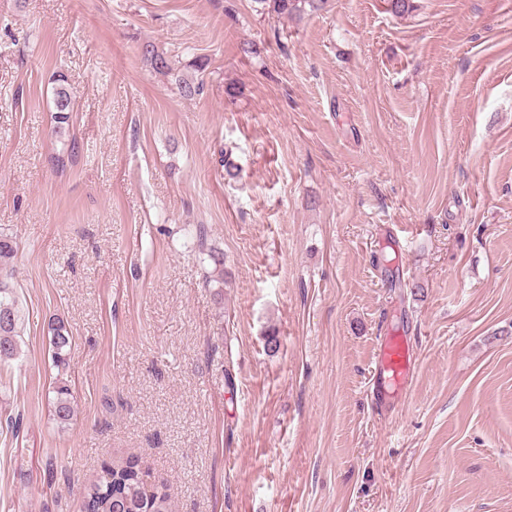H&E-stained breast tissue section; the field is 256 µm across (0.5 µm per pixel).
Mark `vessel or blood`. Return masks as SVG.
Returning <instances> with one entry per match:
<instances>
[{
	"label": "vessel or blood",
	"instance_id": "vessel-or-blood-1",
	"mask_svg": "<svg viewBox=\"0 0 512 512\" xmlns=\"http://www.w3.org/2000/svg\"><path fill=\"white\" fill-rule=\"evenodd\" d=\"M416 363L405 336L386 333L377 341L373 396L379 409L405 401Z\"/></svg>",
	"mask_w": 512,
	"mask_h": 512
}]
</instances>
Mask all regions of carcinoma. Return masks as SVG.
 Instances as JSON below:
<instances>
[{
    "instance_id": "1",
    "label": "carcinoma",
    "mask_w": 512,
    "mask_h": 512,
    "mask_svg": "<svg viewBox=\"0 0 512 512\" xmlns=\"http://www.w3.org/2000/svg\"><path fill=\"white\" fill-rule=\"evenodd\" d=\"M261 13L291 15L306 9L317 10L323 0H256ZM141 55L153 71L167 75L171 68L154 46H142ZM53 112L55 133L64 131L73 111V96L68 78L63 74L53 80ZM18 252L16 238L0 232V366L16 360L20 353L19 308L13 286V261ZM49 351L53 365L61 370L69 367L72 341L64 321L54 318L48 324ZM55 423L65 426L74 416L68 381L59 378L48 397ZM81 512H173L167 484L152 478L148 468L130 457L101 466L99 475L83 488Z\"/></svg>"
}]
</instances>
